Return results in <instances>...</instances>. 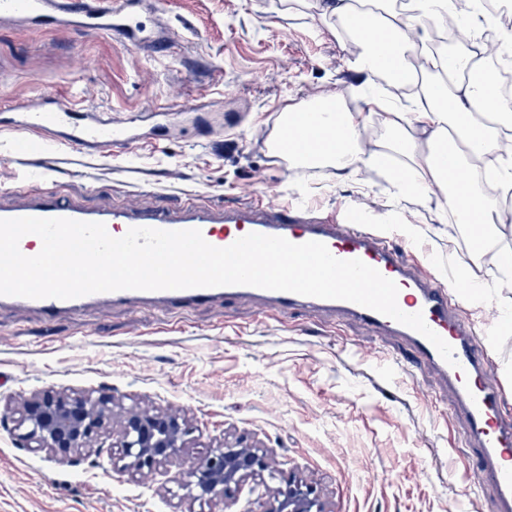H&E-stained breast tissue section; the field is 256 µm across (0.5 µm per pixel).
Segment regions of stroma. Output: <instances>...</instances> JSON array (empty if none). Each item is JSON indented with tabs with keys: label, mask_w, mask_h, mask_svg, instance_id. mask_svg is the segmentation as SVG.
Returning <instances> with one entry per match:
<instances>
[{
	"label": "stroma",
	"mask_w": 512,
	"mask_h": 512,
	"mask_svg": "<svg viewBox=\"0 0 512 512\" xmlns=\"http://www.w3.org/2000/svg\"><path fill=\"white\" fill-rule=\"evenodd\" d=\"M143 2L147 29L168 39L166 51L0 24V101L45 94L64 105L81 90L119 118L195 99L205 121L176 119L164 140L95 158L63 147L25 155L19 134L0 129V201H10L14 179L49 166L64 194L90 206L235 203L250 188L279 191L287 202L299 186L317 206L358 202L383 227H404L400 245L423 242L440 259L432 268L440 279L468 269L490 291L487 302H461L471 320L493 310L512 316V288L498 286L493 255L475 257L472 244H461L438 199L391 201L378 166L354 182L330 169L299 182L270 154L266 140L285 108L353 81L324 24L297 5L282 11L280 0ZM489 355L512 414V320ZM387 357L402 362L399 373L384 374ZM2 374L0 415L17 416L21 396L35 391H104L124 408L180 413L195 433L184 460L146 476L48 457L0 424V512H253L257 481L230 502L192 503L180 487L191 460L236 438L315 485L328 512H493V488L466 479L475 461L459 447L465 422L448 411L451 390L402 338L338 313L279 322L238 298L175 323L152 307H88L47 320L1 306Z\"/></svg>",
	"instance_id": "35a3bbf8"
}]
</instances>
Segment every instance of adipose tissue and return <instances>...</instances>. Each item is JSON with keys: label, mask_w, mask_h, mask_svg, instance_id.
<instances>
[{"label": "adipose tissue", "mask_w": 512, "mask_h": 512, "mask_svg": "<svg viewBox=\"0 0 512 512\" xmlns=\"http://www.w3.org/2000/svg\"><path fill=\"white\" fill-rule=\"evenodd\" d=\"M307 7L312 18L326 23L328 32L349 53L356 73L384 75L400 86L412 70L408 52L424 40V20L435 21L455 12L457 0H406L399 6L388 0L379 13L356 10L352 0H309ZM352 14L358 17L354 27L346 23ZM456 41L462 48L459 55L451 58L442 52L428 57L421 70L426 77L437 74L450 79L446 97H435L429 91L407 105L383 104L384 123L390 131L387 140L369 138V114L349 106L361 97L362 90L350 86L342 94L310 96L284 111L270 136L272 151H279L285 126L304 112H320L322 122L311 138L289 148V166L328 167L339 177L353 180L363 168L381 164L383 158H398L393 195L439 197L443 210L457 223L474 225L477 241H487L496 225L512 219V212L485 195L475 177L480 161L490 155L497 161L493 176L512 186V101L498 95L485 74L496 48L512 47V31H502L493 47L478 37L475 27L464 23ZM464 70L469 80H458ZM446 149L455 156L454 168L436 162Z\"/></svg>", "instance_id": "1"}]
</instances>
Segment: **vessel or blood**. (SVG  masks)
I'll return each instance as SVG.
<instances>
[{
	"mask_svg": "<svg viewBox=\"0 0 512 512\" xmlns=\"http://www.w3.org/2000/svg\"><path fill=\"white\" fill-rule=\"evenodd\" d=\"M141 14L142 0H0V20L26 30H97L140 51L161 49V40L145 36ZM0 125L23 135L22 151L26 154L42 153L52 141L94 157L104 147L116 153L123 151L138 137L134 121L112 120L84 97L69 107L60 106L49 97L15 100L0 106ZM13 193L18 201L0 204V219L100 222L115 237L132 228L197 229L216 247L229 246L250 233L283 237L294 243L319 241L336 258H357L376 268L397 284L399 308L407 313H422L426 324L452 346L455 364H448L417 331L367 307L251 286L120 290L70 300L0 295V305L28 307L54 317L78 313L91 304L137 306L156 302L169 313L183 314L219 299L248 296L261 300L266 310L283 317L297 310L343 312L380 333L405 338L422 364L447 379L455 397L450 410L466 423L463 446L480 460L468 479L475 485L492 483L498 493L496 512H512V417L504 412L503 386L490 371L483 346L486 329L459 312V302L470 292L471 283L461 277L446 284L439 282L423 261L411 259L405 249L372 229L369 215L360 206L327 214L303 202L281 203L275 194L267 193L240 206L216 205L200 199L185 200L170 208L125 204L91 207L63 194L45 170L32 174L25 184L14 187Z\"/></svg>",
	"mask_w": 512,
	"mask_h": 512,
	"instance_id": "1",
	"label": "vessel or blood"
}]
</instances>
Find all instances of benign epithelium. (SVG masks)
<instances>
[{
    "label": "benign epithelium",
    "mask_w": 512,
    "mask_h": 512,
    "mask_svg": "<svg viewBox=\"0 0 512 512\" xmlns=\"http://www.w3.org/2000/svg\"><path fill=\"white\" fill-rule=\"evenodd\" d=\"M113 397L101 393H36L23 403L14 420L25 448L44 451L74 465L88 457L112 460L121 449L123 468L152 474L182 458L193 434L188 420L174 413L135 407L123 416L116 438H111ZM280 473L264 451L243 441L222 442L210 448L186 471L184 487L192 501L229 497L248 478ZM257 512H327L317 488L295 476L281 479L270 498L257 497Z\"/></svg>",
    "instance_id": "benign-epithelium-1"
}]
</instances>
